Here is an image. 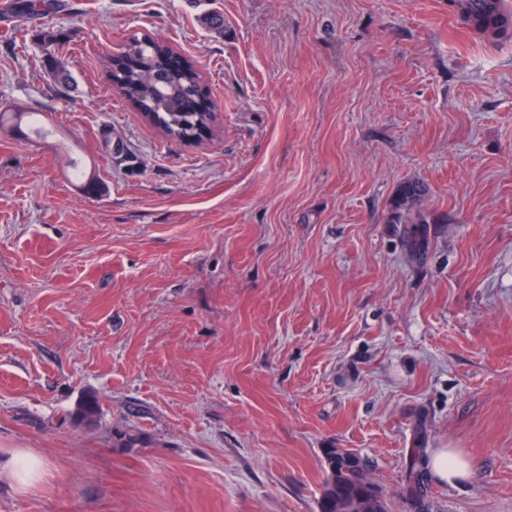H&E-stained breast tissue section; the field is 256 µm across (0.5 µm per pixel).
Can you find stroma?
Returning a JSON list of instances; mask_svg holds the SVG:
<instances>
[{
    "instance_id": "stroma-1",
    "label": "stroma",
    "mask_w": 512,
    "mask_h": 512,
    "mask_svg": "<svg viewBox=\"0 0 512 512\" xmlns=\"http://www.w3.org/2000/svg\"><path fill=\"white\" fill-rule=\"evenodd\" d=\"M46 2L0 17V109L52 130L0 128V512H319L326 448L388 512H512V36L459 0ZM135 37L200 74V143L113 91ZM439 448L476 473L415 500ZM423 193L419 183L402 184L392 200L389 217V223L403 224L401 240L412 254L418 256L424 255L429 245L427 224H434L429 215L416 208Z\"/></svg>"
}]
</instances>
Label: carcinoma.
Segmentation results:
<instances>
[{"instance_id": "1", "label": "carcinoma", "mask_w": 512, "mask_h": 512, "mask_svg": "<svg viewBox=\"0 0 512 512\" xmlns=\"http://www.w3.org/2000/svg\"><path fill=\"white\" fill-rule=\"evenodd\" d=\"M168 46L156 42L144 43L132 39L128 44L131 62L124 65L123 73H112V65H107V74L115 77L117 92L143 118L160 128L169 139L192 145L201 130L210 127V108H194L181 115H169L158 108V103L169 99L187 101L198 96L199 75L186 66L176 72L163 68L160 58ZM46 67L61 88L69 86V74L63 58L48 55ZM37 113L15 110L0 113V125L9 119L16 126L27 123L35 132ZM424 189L416 182L401 185L394 196L389 223L402 225L401 240L414 255L426 253L429 238L428 225L434 220L416 208ZM327 476L319 502L320 512H336V502H341L345 512H353L362 504L370 502L377 512H386L385 502L379 485L368 478L367 466L360 456L346 448L321 449ZM408 480L413 493L422 498L427 493L425 475L418 461L410 463Z\"/></svg>"}]
</instances>
